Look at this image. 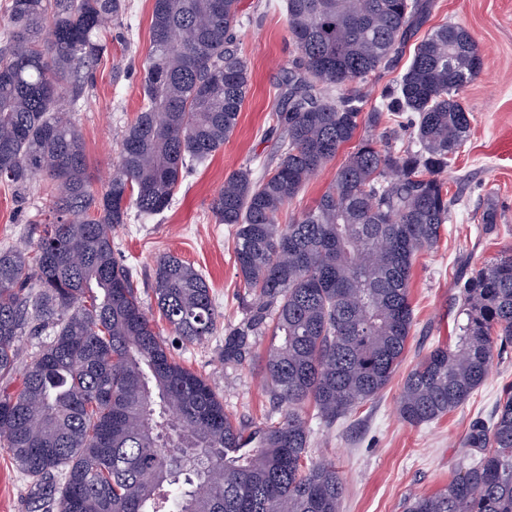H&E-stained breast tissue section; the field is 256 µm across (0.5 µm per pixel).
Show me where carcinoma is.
Listing matches in <instances>:
<instances>
[{"label": "carcinoma", "instance_id": "cac0c4a2", "mask_svg": "<svg viewBox=\"0 0 512 512\" xmlns=\"http://www.w3.org/2000/svg\"><path fill=\"white\" fill-rule=\"evenodd\" d=\"M429 0H286L299 56L284 75L278 162L260 180L243 166L213 201L235 235L237 275L253 295L224 328V364L260 363L270 402L249 427L225 412L205 378L183 366L146 315L112 232L131 210L155 216L184 175L233 135L249 90L236 50L239 0H154L143 104L118 140L116 168L90 189L79 111L123 0H10L0 15V183L25 198L53 185L37 242L0 248V448L56 512H341L334 463L308 459V420L332 426L378 395L404 358L413 327L418 253L448 223L441 173L470 134L463 89L482 71L461 25L430 29L383 95L362 112V87L396 67ZM411 113L416 148L363 136L334 187L287 224L280 216L359 128ZM152 292L183 342L217 329L203 273L173 254L156 259ZM453 343L433 346L397 402L410 425L439 420L486 380L494 351L512 344V252L459 289ZM272 341L255 353L256 340ZM45 336L21 356L23 336ZM478 455L404 512H512V393Z\"/></svg>", "mask_w": 512, "mask_h": 512}]
</instances>
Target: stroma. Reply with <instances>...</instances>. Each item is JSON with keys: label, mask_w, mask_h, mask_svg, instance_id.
Wrapping results in <instances>:
<instances>
[{"label": "stroma", "mask_w": 512, "mask_h": 512, "mask_svg": "<svg viewBox=\"0 0 512 512\" xmlns=\"http://www.w3.org/2000/svg\"><path fill=\"white\" fill-rule=\"evenodd\" d=\"M153 0H126L121 23L113 25L107 54L93 70L79 112L80 130L93 190L117 161L116 134L139 112L143 101V64L151 41ZM242 26L237 48L250 71V89L238 126L207 162L185 174L175 203L164 213L130 222L113 233L116 259L131 272L157 334L171 343L184 366L205 377L236 421L260 420L273 407L256 368L224 365V326L238 322L251 301L234 262L229 226L216 223L211 209L224 179L239 167L254 176L274 169L281 135L272 120L281 99V79L297 57L289 38L284 0H240ZM443 23L466 27L480 43L481 75L462 92L470 111V136L444 174L454 198L451 218L437 246L419 254L410 284L415 324L405 359L389 385L333 427L311 425V456L336 464L345 492L342 512H404L415 493L431 494L458 473L465 437L474 422H490L497 404L512 390V349L495 356L483 385L460 408L431 423L413 426L398 415L401 384L409 369L437 342L452 336L459 282L470 272L512 248V0H431L427 27ZM355 148L344 145L283 212L298 217L329 191L341 162ZM51 191L36 178L25 201L0 185V247L36 241L43 230L41 210ZM500 215L496 227L479 217L487 204ZM171 253L193 264L207 278L220 314L219 330L204 343H178L154 310L152 281L157 256ZM0 512H32L30 482L0 448Z\"/></svg>", "instance_id": "1"}]
</instances>
